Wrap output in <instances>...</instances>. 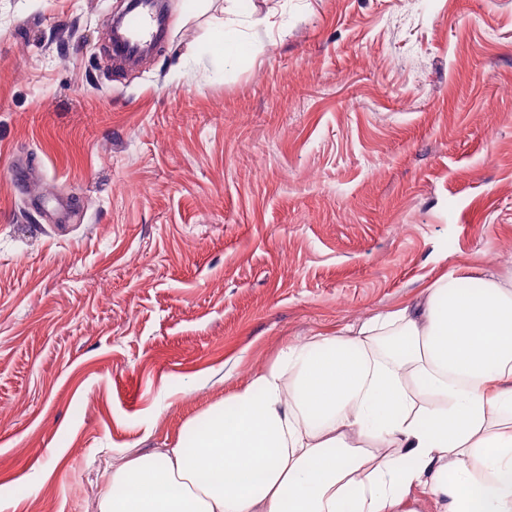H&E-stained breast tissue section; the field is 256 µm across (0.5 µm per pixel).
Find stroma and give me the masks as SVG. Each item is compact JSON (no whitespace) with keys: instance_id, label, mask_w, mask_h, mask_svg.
Wrapping results in <instances>:
<instances>
[{"instance_id":"35a3bbf8","label":"stroma","mask_w":512,"mask_h":512,"mask_svg":"<svg viewBox=\"0 0 512 512\" xmlns=\"http://www.w3.org/2000/svg\"><path fill=\"white\" fill-rule=\"evenodd\" d=\"M0 0V512H97L287 344L512 276V0ZM152 17L149 10H134L124 20V31L127 36L125 53L135 56L139 53L141 44L150 33Z\"/></svg>"}]
</instances>
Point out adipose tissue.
I'll use <instances>...</instances> for the list:
<instances>
[{
    "instance_id": "obj_1",
    "label": "adipose tissue",
    "mask_w": 512,
    "mask_h": 512,
    "mask_svg": "<svg viewBox=\"0 0 512 512\" xmlns=\"http://www.w3.org/2000/svg\"><path fill=\"white\" fill-rule=\"evenodd\" d=\"M186 430L113 469L98 512H512V279L442 273Z\"/></svg>"
}]
</instances>
